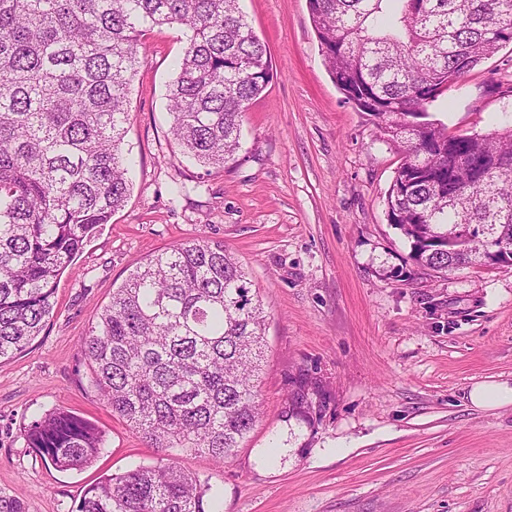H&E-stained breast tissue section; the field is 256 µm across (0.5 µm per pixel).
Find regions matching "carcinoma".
<instances>
[{"label":"carcinoma","mask_w":512,"mask_h":512,"mask_svg":"<svg viewBox=\"0 0 512 512\" xmlns=\"http://www.w3.org/2000/svg\"><path fill=\"white\" fill-rule=\"evenodd\" d=\"M333 82L401 155L390 223L422 270L472 263L455 224L512 242V129L450 134L428 106L503 45L512 0H308ZM182 28L170 133L222 166L251 101L273 79L238 0H0V359L54 309L58 277L130 195L123 151L140 37ZM266 314L221 242L196 238L146 260L112 292L81 350L92 383L166 462L101 478L76 512H207V489L170 450L222 464L260 414ZM29 447L76 469L103 449L91 422L57 410Z\"/></svg>","instance_id":"carcinoma-1"}]
</instances>
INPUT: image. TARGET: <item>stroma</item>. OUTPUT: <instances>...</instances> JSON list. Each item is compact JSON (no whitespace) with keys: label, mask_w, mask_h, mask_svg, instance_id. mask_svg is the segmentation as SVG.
<instances>
[{"label":"stroma","mask_w":512,"mask_h":512,"mask_svg":"<svg viewBox=\"0 0 512 512\" xmlns=\"http://www.w3.org/2000/svg\"><path fill=\"white\" fill-rule=\"evenodd\" d=\"M240 7L274 78L221 167L170 134L180 29L141 38L130 196L60 277L44 330L0 360V502L74 512L102 475L155 463L99 396L79 342L138 264L204 237L224 242L267 314L256 426L224 464L178 457L223 512H512V405L468 400L474 384L512 383V266L418 270L386 213L400 154L332 81L307 0ZM428 112L455 134L512 127V43ZM300 388L308 420L289 403ZM58 409L101 430L91 466L62 470L28 447L25 429Z\"/></svg>","instance_id":"35a3bbf8"}]
</instances>
